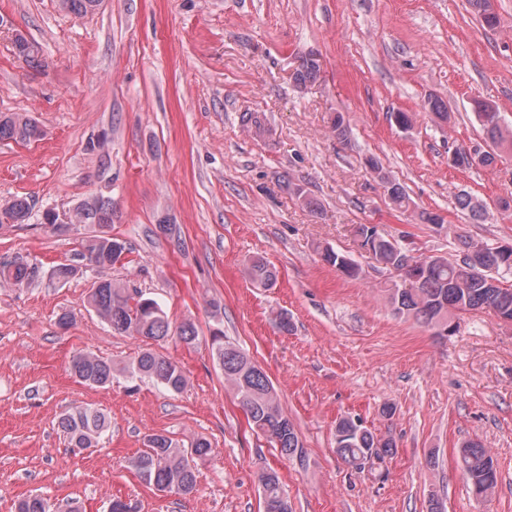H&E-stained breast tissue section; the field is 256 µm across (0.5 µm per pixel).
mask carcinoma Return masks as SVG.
<instances>
[{"label":"carcinoma","mask_w":512,"mask_h":512,"mask_svg":"<svg viewBox=\"0 0 512 512\" xmlns=\"http://www.w3.org/2000/svg\"><path fill=\"white\" fill-rule=\"evenodd\" d=\"M471 12L481 27L493 31L498 27V15L493 0H468ZM321 72L319 59L308 54L292 74L295 86L305 88L315 83ZM475 111L483 132L484 141L491 147L480 160L473 159L464 149L454 150L452 165L469 169L476 166L493 167L497 163V150L512 147V133L504 130L500 113L486 103H476ZM42 137L38 122L26 113L0 115V141L31 142ZM369 166L379 172L380 180L389 199L399 209H408L409 199L404 187L379 171L377 161L368 159ZM33 204L27 196H17L0 207V223L23 224L29 218ZM112 200L93 197L74 211L78 224H89L92 234L83 243L82 259L98 268L117 264V254L125 253V242L112 237ZM354 235L373 240V254L385 266H390L396 252L412 254L414 265L404 268V277L414 281V287L402 288L392 282L386 288L388 302L395 315L412 319L430 329L443 330L448 326V316L463 312L489 311L501 320L512 321V287L498 282L494 273L512 272V245L489 247L473 240L464 239L458 253L452 258L434 255L421 258L413 255L414 248L401 236L397 239L386 234L373 238L366 224H358ZM322 260L341 274L353 278L359 268L347 257L325 249ZM246 274L258 288H271L277 282V270L262 257L248 261ZM37 277V269L26 264L0 267V279L16 285L28 284ZM88 306L106 320L113 330L155 342H163L175 336L186 346L199 340L194 323L187 321L174 328L162 307L142 292L131 289L110 279L92 284L87 295ZM213 359L224 371V380L234 391L239 405L245 411L255 431L274 444L284 457L298 456L303 446L292 420L283 410L278 393L268 375L226 336L213 337ZM72 374L81 382L99 387L112 383L117 372L130 376H144L165 389L178 393L186 385V377L179 364L150 350H144L129 364L122 367L114 362L90 353H76L70 361ZM58 429L72 448L96 446L108 431L110 421L103 411L81 408L62 414ZM394 444L384 440L369 429L351 431L350 423L342 419L336 424V452L348 464L362 468L368 458L383 459L392 454ZM211 452V444L198 438L191 448H182L163 434H152L146 439V448L134 459L139 477L158 491L176 494L191 493L197 483L194 455L203 459ZM458 466L461 468L471 491L494 489L498 473L493 458L477 443H468L458 449ZM262 488L263 512H292V506L284 495L277 473L266 470L258 475ZM54 505L42 494H33L18 503L17 512H53Z\"/></svg>","instance_id":"cac0c4a2"}]
</instances>
